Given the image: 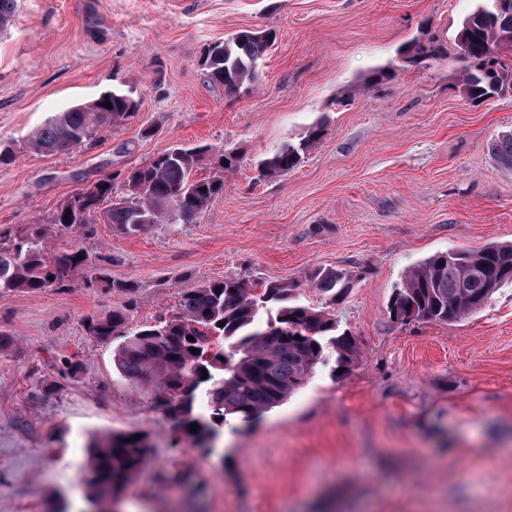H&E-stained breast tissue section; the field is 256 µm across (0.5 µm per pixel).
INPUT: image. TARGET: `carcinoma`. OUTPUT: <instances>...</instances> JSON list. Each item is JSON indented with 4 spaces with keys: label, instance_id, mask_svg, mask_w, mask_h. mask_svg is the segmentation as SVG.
<instances>
[{
    "label": "carcinoma",
    "instance_id": "1",
    "mask_svg": "<svg viewBox=\"0 0 512 512\" xmlns=\"http://www.w3.org/2000/svg\"><path fill=\"white\" fill-rule=\"evenodd\" d=\"M17 0H0V30L11 25ZM498 0H475L457 33L464 93L471 99L498 94L512 87V25L497 23ZM270 30L241 29L222 42L208 45L203 65L210 79L228 97L255 83L260 64L276 41ZM411 63L437 59L443 48L435 42H411L402 48ZM111 102V107L104 103ZM140 101L127 89L114 88L90 102L57 113L33 131L28 147L65 154L98 131L134 116ZM323 120L313 122L297 143H287L258 164L259 177L286 174L296 168L324 135ZM497 164L512 172V131L502 132L489 146ZM210 151L208 146H182L134 166L123 177L126 194L112 197V178L106 177L71 196L52 216L27 235H0V295L15 291L41 292L59 287L89 263L79 248L56 251L47 247L55 229L84 226L97 214L125 234H139L156 224L194 222L211 202L224 194V171L237 166L230 149L222 151L214 170L192 178V171ZM112 205L102 208L106 201ZM512 284V243L491 244L479 250L437 252L413 268L395 289L394 305L402 322L428 320L456 323L485 305L497 289ZM220 291H215V288ZM314 288L328 303L342 299L349 277L336 269L317 272ZM128 314L115 310L93 319L86 332L121 343L113 357L117 372L129 382H152L169 398L165 401L170 430L189 436L197 450L214 453L219 427L228 418L244 424L281 405L300 390L321 366L334 357V369L348 373L358 359L354 337L338 329L323 307L297 302L291 285L275 282L263 290L244 279L213 281L183 294L169 316L136 331L127 330ZM224 326H219V323ZM194 340H187V336ZM200 350L195 354L192 349ZM207 371L208 377L201 376ZM204 392L208 415L193 414L198 391ZM199 425L195 432L189 425ZM95 436L83 467L92 502L116 497L127 481L148 461L145 435Z\"/></svg>",
    "mask_w": 512,
    "mask_h": 512
}]
</instances>
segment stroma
<instances>
[{"label": "stroma", "mask_w": 512, "mask_h": 512, "mask_svg": "<svg viewBox=\"0 0 512 512\" xmlns=\"http://www.w3.org/2000/svg\"><path fill=\"white\" fill-rule=\"evenodd\" d=\"M472 0H18L0 33V229L48 223L73 194L177 146L239 156L224 194L192 224L126 235L103 219L50 239L86 268L66 287L0 296V512H512V285L454 324L397 321L390 301L430 255L512 243V172L489 146L512 129V94L468 100L456 34ZM245 28L277 39L252 88L228 97L208 44ZM445 57L404 62L403 45ZM383 67L390 79L376 81ZM116 86L140 106L67 154L28 148L54 113ZM325 119L288 174L258 164ZM350 277L331 308L360 355L315 372L251 425L230 418L217 450L170 449L162 392L114 368L118 338L87 318L128 309L155 323L183 293L241 278L297 285L327 305L318 270ZM105 282H98V275ZM94 287H85L86 279ZM134 285L133 294L115 283ZM145 433L150 462L91 510L80 469L93 436ZM189 472L188 485L174 484Z\"/></svg>", "instance_id": "obj_1"}]
</instances>
